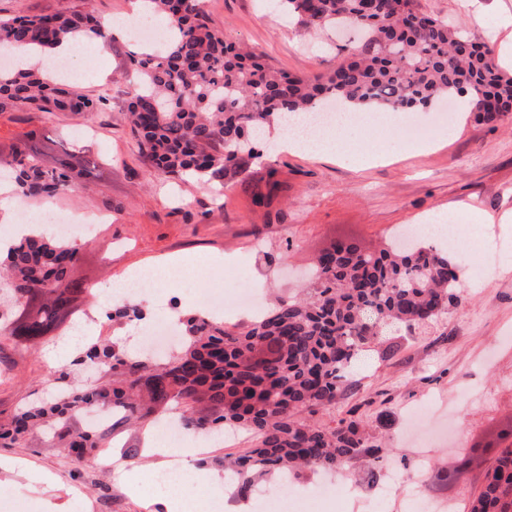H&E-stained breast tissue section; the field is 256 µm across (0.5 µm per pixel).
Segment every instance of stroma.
Instances as JSON below:
<instances>
[{
	"instance_id": "stroma-1",
	"label": "stroma",
	"mask_w": 512,
	"mask_h": 512,
	"mask_svg": "<svg viewBox=\"0 0 512 512\" xmlns=\"http://www.w3.org/2000/svg\"><path fill=\"white\" fill-rule=\"evenodd\" d=\"M133 0H0V17L49 14L64 8L94 9L104 19L127 17ZM424 11L448 19L475 41L501 44L494 18L512 12V0H419ZM214 26L227 41L261 53L277 70L297 75L326 73L342 49L360 42L350 26L319 32L305 30L272 0H206ZM128 46L116 42L104 57L75 64L86 77L89 97L109 93L108 109L93 117L63 112L0 113V151L25 132L48 136L91 127L89 144L110 164L108 180L72 196L28 200L29 210L44 207L76 215H108L100 234L83 243L72 276L100 289L113 278L147 268L178 254L210 258L233 256L242 263L257 249L282 273L270 282L271 298L302 293L303 276L318 254L337 237L352 236L377 250L389 232L419 225L423 216L441 212L477 218L483 245L497 244L504 259L489 277L473 274L481 248H468V274L462 304L431 326L413 334L387 336L393 356L367 352L357 368L354 404L367 431L387 439L390 453L376 475L361 462L337 473L359 494L375 500L389 475L418 481L422 499L444 502L448 512H469L481 491L493 456L476 459L461 482L433 477L448 467L461 448L482 443L512 421V119L489 123L476 113L453 121L432 138L429 150L416 143L381 136L369 117L350 128L343 158H312L283 149L264 152L246 169L230 175L222 191L186 179L150 177L126 118L127 93L136 83L127 65ZM377 146L381 162L363 166L358 155ZM78 344L71 337L32 349L0 339V422L20 408L41 403L51 389L74 386L81 369L74 365ZM444 397L462 434L432 441L419 454L408 439L407 411ZM142 429L117 426L112 454L140 475L164 470L166 455L142 442ZM255 444L250 432L233 429L210 439L201 459L184 460L189 485L223 475L224 457L243 454ZM50 484L36 483V476ZM0 497L29 506L31 512H165L158 494L129 491L119 476L75 464L65 449L34 437L24 446L0 447Z\"/></svg>"
}]
</instances>
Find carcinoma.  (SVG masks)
Masks as SVG:
<instances>
[{
    "label": "carcinoma",
    "mask_w": 512,
    "mask_h": 512,
    "mask_svg": "<svg viewBox=\"0 0 512 512\" xmlns=\"http://www.w3.org/2000/svg\"><path fill=\"white\" fill-rule=\"evenodd\" d=\"M168 22L161 49L130 53L137 83L128 117L151 175L194 177L224 185V177L258 157L264 134L289 112H319L335 104L380 106L398 112L425 108L443 97H466L473 111H512V76L494 64L495 48L475 42L416 0H283L308 28L355 21L365 39L326 75L291 76L224 40L205 0H146ZM78 33L110 46L109 29L91 10L0 19V46L51 49ZM109 98H90L35 69L0 66V112L93 115ZM0 163L14 171L21 198H55L82 182L104 180L107 168L87 146L26 133ZM80 245L44 234L23 236L0 255V292L10 297L0 335L21 348L65 335L77 322L87 288L71 278ZM302 297L279 299L245 325L228 327L200 314L179 320L183 341L163 359L129 358L105 340L84 346L87 361L112 372L58 392L40 406L0 423V446L26 442L43 428L78 461L108 445L112 422L95 430L78 425L97 410L126 421L156 422L170 405L184 426L212 430L242 426L255 436L246 453L224 460L236 495L255 483L303 469H339L362 459L375 470L385 448L357 418L311 425L305 409H327L352 395L350 376L362 356L389 330L437 321L462 303L448 249L419 243L379 252L341 239L320 254ZM500 446L470 512H512V422L496 434Z\"/></svg>",
    "instance_id": "carcinoma-1"
}]
</instances>
